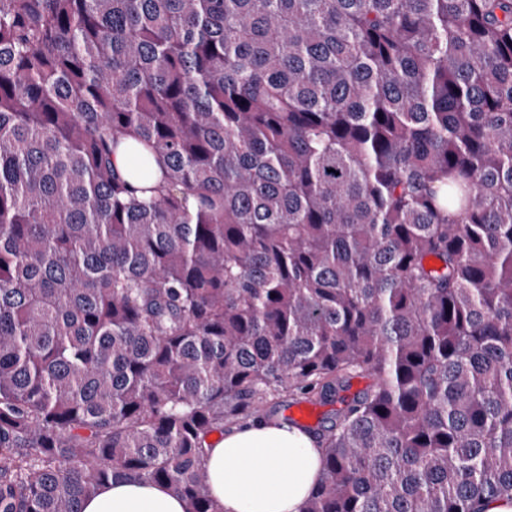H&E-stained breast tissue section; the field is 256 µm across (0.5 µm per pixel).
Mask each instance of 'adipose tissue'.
<instances>
[{"label":"adipose tissue","instance_id":"ef3b65f1","mask_svg":"<svg viewBox=\"0 0 512 512\" xmlns=\"http://www.w3.org/2000/svg\"><path fill=\"white\" fill-rule=\"evenodd\" d=\"M321 457L317 435L247 420L225 427L205 464L224 512H301L320 477ZM82 512H186V506L168 486L120 480L85 499Z\"/></svg>","mask_w":512,"mask_h":512}]
</instances>
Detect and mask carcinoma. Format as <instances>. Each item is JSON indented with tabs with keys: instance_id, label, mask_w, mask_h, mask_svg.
I'll list each match as a JSON object with an SVG mask.
<instances>
[{
	"instance_id": "cac0c4a2",
	"label": "carcinoma",
	"mask_w": 512,
	"mask_h": 512,
	"mask_svg": "<svg viewBox=\"0 0 512 512\" xmlns=\"http://www.w3.org/2000/svg\"><path fill=\"white\" fill-rule=\"evenodd\" d=\"M283 396L302 512L512 495V0H0V512ZM301 408L308 410L310 417L308 420H304V421L299 420V421L304 425L316 427L318 425V421L324 417L330 416L333 413V410L336 408V406L335 405H333V406L332 405L313 406V405H310L307 403H301V404L291 405L290 407H282V412H283V414H285L287 416H292L295 419H297L296 412L298 411V409H301Z\"/></svg>"
}]
</instances>
